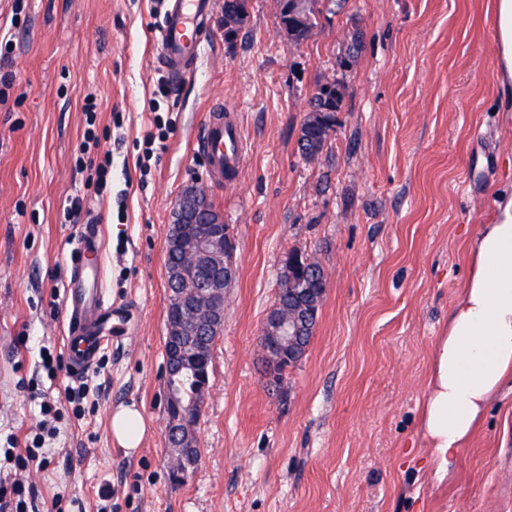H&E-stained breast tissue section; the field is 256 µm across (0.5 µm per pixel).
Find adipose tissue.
<instances>
[{
	"label": "adipose tissue",
	"instance_id": "1",
	"mask_svg": "<svg viewBox=\"0 0 512 512\" xmlns=\"http://www.w3.org/2000/svg\"><path fill=\"white\" fill-rule=\"evenodd\" d=\"M472 270L448 312V334L431 354L428 394L420 412L423 446L445 471L481 424L494 398L512 383V202L472 245ZM112 437L123 448L141 444L146 425L135 406L117 408Z\"/></svg>",
	"mask_w": 512,
	"mask_h": 512
}]
</instances>
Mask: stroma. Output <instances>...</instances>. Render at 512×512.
<instances>
[{"label": "stroma", "mask_w": 512, "mask_h": 512, "mask_svg": "<svg viewBox=\"0 0 512 512\" xmlns=\"http://www.w3.org/2000/svg\"><path fill=\"white\" fill-rule=\"evenodd\" d=\"M0 0V451L39 431L54 398L49 464L25 475L26 512H512V388L436 479L417 432L431 350L468 282L469 248L512 196V111L500 105L492 0H319L299 44L278 0H250L234 42L224 0L194 79L164 96L155 24L163 0ZM361 33L349 69L337 56ZM344 100L319 158L297 150L310 98ZM96 146L80 153L85 99ZM238 111L245 164L234 182L193 151L208 109ZM165 120L163 145L148 133ZM112 158V188L95 165ZM230 224L237 275L224 294L195 428L199 456L170 477L164 240L188 187ZM82 220L67 214L72 199ZM95 224L105 285L124 329L73 377L64 358L63 285L75 238ZM320 262L326 291L310 343L269 383L260 328L282 261ZM58 364L48 373L45 361ZM85 387L80 405L65 387ZM136 405L146 431L128 451L110 416Z\"/></svg>", "instance_id": "1"}]
</instances>
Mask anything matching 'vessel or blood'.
<instances>
[{
	"mask_svg": "<svg viewBox=\"0 0 512 512\" xmlns=\"http://www.w3.org/2000/svg\"><path fill=\"white\" fill-rule=\"evenodd\" d=\"M214 0H165L157 26L158 66L173 86H180L197 72ZM210 169L233 179L244 166L245 147L234 108L212 107L193 144ZM102 244L91 231L81 232L75 243L72 270L63 288L66 351L73 376L91 367L108 342L107 326L119 307L103 285Z\"/></svg>",
	"mask_w": 512,
	"mask_h": 512,
	"instance_id": "b4317fda",
	"label": "vessel or blood"
}]
</instances>
